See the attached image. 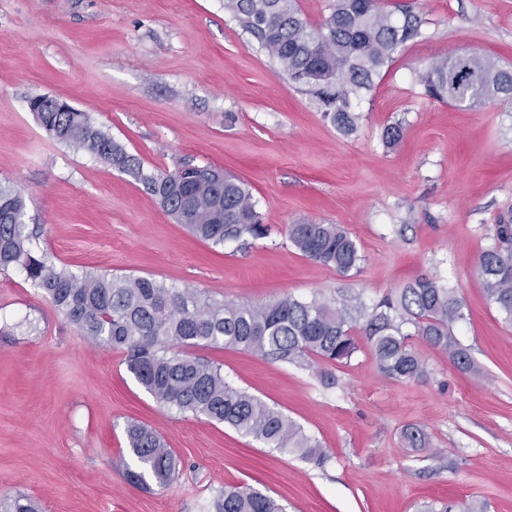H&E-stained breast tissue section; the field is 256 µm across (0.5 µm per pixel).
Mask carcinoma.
<instances>
[{"instance_id":"1","label":"carcinoma","mask_w":512,"mask_h":512,"mask_svg":"<svg viewBox=\"0 0 512 512\" xmlns=\"http://www.w3.org/2000/svg\"><path fill=\"white\" fill-rule=\"evenodd\" d=\"M225 9L253 37L280 72L309 96L324 119L345 136L362 120L352 101L374 86L401 47L422 34V19L410 3L385 8L380 0H331L316 24L302 17L298 0H225ZM432 99L481 107L512 106V68L478 52L445 57L416 75ZM51 137L96 156L132 176L176 222L214 247L248 243L267 235L250 190L211 165L181 163L171 172L146 173L141 160L105 132L85 112H35ZM26 197L0 182V270L18 268L81 335L125 355L128 370L160 405L223 423L266 447L323 465L318 440L283 412L233 386L222 366L195 357L198 347L231 348L263 359L309 367L322 361L343 364L358 351V334L370 344L377 368L408 384L424 378L427 366L412 343L417 336L448 355L460 369L473 360L453 332L465 319L455 289L427 277L385 294L367 308L349 300L285 296L261 304L224 303L185 288H171L145 276L78 275L31 248L34 231L25 224ZM494 245L477 261L488 301L512 325V213L494 225ZM288 241L299 253L346 274L359 268L356 241L339 224L305 220L288 225ZM137 468L133 484L151 477L170 483L178 460L163 438L137 424L126 427ZM406 448L429 446L427 433L411 424L401 432ZM218 512H278L267 495L224 486ZM423 512H485L477 501L461 505L433 502Z\"/></svg>"}]
</instances>
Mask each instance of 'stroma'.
<instances>
[{
    "label": "stroma",
    "instance_id": "stroma-1",
    "mask_svg": "<svg viewBox=\"0 0 512 512\" xmlns=\"http://www.w3.org/2000/svg\"><path fill=\"white\" fill-rule=\"evenodd\" d=\"M422 35L356 101L339 134L224 8V0H0V182L27 197L33 247L76 272L150 276L216 301L286 295L369 306L421 277L454 288V327L475 362L458 370L421 339V380L383 377L368 343L309 368L199 347L224 377L318 440L321 466L233 428L161 406L121 352L85 339L24 272L0 270V501L38 512H215L225 486L284 512H418L432 501L512 512V326L476 267L512 209V110L424 95L436 59L480 52L512 67V0H416ZM49 96L88 113L145 171L185 160L244 182L265 238L196 239L129 175L50 137L29 110ZM403 120L402 140L382 142ZM302 220L342 225L365 260L347 274L288 241ZM331 371L335 385L321 374ZM160 434L179 460L167 487L126 478L124 428ZM416 424L430 446L404 447Z\"/></svg>",
    "mask_w": 512,
    "mask_h": 512
}]
</instances>
